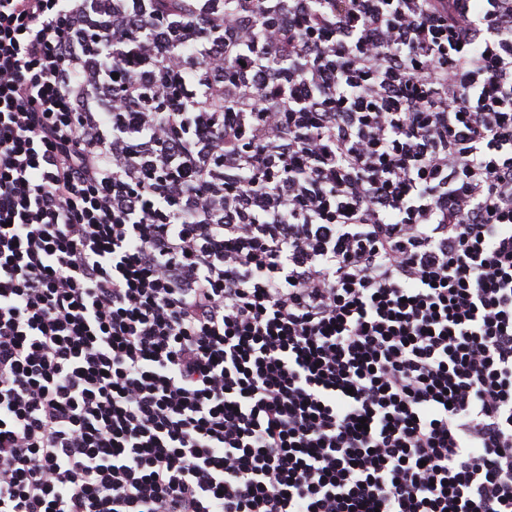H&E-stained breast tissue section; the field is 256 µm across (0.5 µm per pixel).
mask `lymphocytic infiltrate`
<instances>
[{
    "mask_svg": "<svg viewBox=\"0 0 512 512\" xmlns=\"http://www.w3.org/2000/svg\"><path fill=\"white\" fill-rule=\"evenodd\" d=\"M0 0V512H512V0Z\"/></svg>",
    "mask_w": 512,
    "mask_h": 512,
    "instance_id": "lymphocytic-infiltrate-1",
    "label": "lymphocytic infiltrate"
}]
</instances>
